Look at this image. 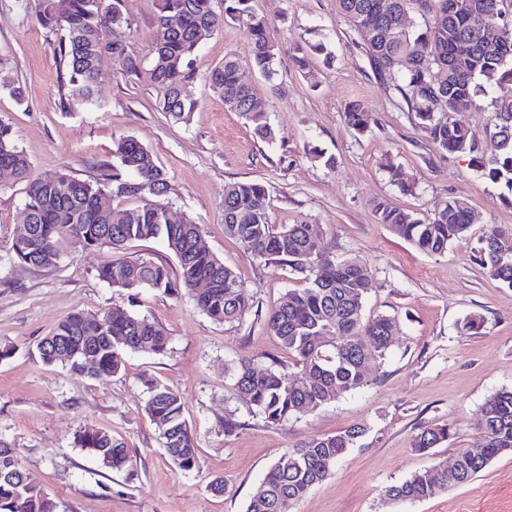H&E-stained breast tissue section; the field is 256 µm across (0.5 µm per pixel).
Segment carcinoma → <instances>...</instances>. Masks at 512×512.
I'll use <instances>...</instances> for the list:
<instances>
[{
    "label": "carcinoma",
    "instance_id": "1",
    "mask_svg": "<svg viewBox=\"0 0 512 512\" xmlns=\"http://www.w3.org/2000/svg\"><path fill=\"white\" fill-rule=\"evenodd\" d=\"M214 0H157L155 36L149 48L150 79L160 92L159 108L177 123H186L196 101L181 94L197 79L193 61L201 37L215 28ZM469 6L448 11V0H339L343 14L364 37L370 64L381 80L396 90L418 126L441 150L465 154L483 177L500 185L512 197V0H467ZM224 11L240 22L249 44V61L233 54L206 76L210 88L224 98L227 110L237 113L253 133L271 142L275 132L267 112L260 108L252 78L277 75V45L271 22L252 6V0H224ZM35 18L47 32L59 35L60 105L100 106L104 75L98 57L112 56L118 73L137 78L142 60L126 45L112 42V31L130 28L123 0H34ZM409 24L395 26L400 17ZM423 44L413 53L411 40ZM320 43L297 46L294 62L306 69L308 57L321 53ZM0 89L21 103L25 87L13 74L10 62L0 58ZM444 98L447 111L432 110L433 100ZM490 99L494 118L479 134L452 118L460 105ZM346 124L358 133L367 131L372 113L360 102L344 111ZM116 166L95 180H81L65 170L36 174L27 155L15 143L9 125L0 121V187L25 184V223L32 237L10 254L13 261L39 268L57 266L71 249L107 246L121 250L137 241L161 238L173 252L178 272L150 258H117L98 271L100 279L119 291L137 295L144 290L178 295L194 291L200 280L209 288L194 296L196 307L217 323L240 321L250 312V297L237 273L210 251L197 247L201 225L188 221L170 224L165 197L171 186L153 152L133 136L115 142ZM158 184L155 194H139L135 185ZM106 191L130 197L138 204L112 212L98 209ZM378 223L390 227L417 250L438 255L469 232L474 217L466 198L454 196L429 219H421L385 201L374 203ZM224 234L239 242L254 258L287 266L304 275L305 287L288 293V302L264 317L268 331L279 340L298 371L287 373L278 365L258 368L239 359L230 377L253 412L270 423L299 419L346 393L370 384L366 368L382 362L390 347L395 319L365 314L364 302L371 271L357 257L338 260L320 255L322 230L317 224H273L269 194L259 181L230 183L224 188ZM512 240V227H495L477 250L478 262L494 280L512 287V253H500L501 241ZM370 338L369 343L361 337ZM169 345L163 328L146 316L116 305L97 320L73 313L61 320L36 345L46 364L61 363L75 373L100 376L119 371L120 350L161 354ZM93 350V364L86 362ZM145 412L155 425L169 458L182 471L200 465L198 448L183 415L181 395L150 382ZM482 445L456 453L455 470L436 461L428 469L384 491L395 502L430 499L471 481L491 462L512 454V389L489 396L480 412ZM366 435L353 426L334 435L305 440L288 449L271 466L262 491L246 512H291L295 502L330 476L337 462ZM450 428L432 424L419 428L414 448L427 453L451 439ZM77 445L100 463L121 471L132 463L130 450L112 434L90 427L77 431ZM0 512H56L44 491L24 478V470L0 442Z\"/></svg>",
    "mask_w": 512,
    "mask_h": 512
}]
</instances>
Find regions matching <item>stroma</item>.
Here are the masks:
<instances>
[{
    "label": "stroma",
    "instance_id": "stroma-1",
    "mask_svg": "<svg viewBox=\"0 0 512 512\" xmlns=\"http://www.w3.org/2000/svg\"><path fill=\"white\" fill-rule=\"evenodd\" d=\"M272 23L278 45L274 79L257 75L254 92L277 137H256L204 81L233 52L247 60L242 26L224 16L195 57L199 74L186 88L197 109L175 124L156 107L149 75L128 82L104 59L102 108L59 107V58L53 37L33 9L0 0V57L9 59L26 87L24 102L0 90V119L8 122L35 172L68 169L80 179L99 177L119 138H138L167 172L169 208L179 220L200 224L205 247L232 268L262 311L303 287L287 267L250 257L224 234V187L259 180L269 191L275 224L306 221L323 227L322 247L335 258L359 257L370 267L368 314L395 316L393 344L371 366L369 386L318 411L280 424L250 411L225 367L242 356L258 364L288 354L262 320L218 324L197 310L188 294L145 292L129 299L98 277L115 259L103 247L65 256L56 267L6 260L24 224V187L0 189V439L30 480L47 492L57 512H246L277 458L304 439L355 425L367 428L360 446L341 458L332 475L314 486L292 512H512V454L495 460L465 485L424 501L392 503L386 486L401 483L436 460H452L481 442L477 420L485 400L512 388V288L491 279L474 259L479 240L496 226H512V204L498 185L481 177L468 157L440 151L418 127L400 96L372 71L360 35L338 0H254ZM131 21L126 45L146 57L154 34L155 0H125ZM320 42L325 53L295 66L298 43ZM363 103L374 121L359 134L347 126L349 102ZM333 154L335 168L315 161L311 148ZM400 167L414 185L402 192L391 180ZM468 198L475 220L468 236L428 256L380 224L373 203L383 200L432 217L448 197ZM158 322L166 352L122 351L119 373L89 377L63 364H46L35 347L74 312L100 317L114 305ZM485 319L481 334L460 329L469 315ZM178 392L195 436L198 470L176 468L144 412L145 380ZM240 424L225 435L224 419ZM448 425L453 437L430 452L413 446L419 426ZM108 431L133 455L117 473L79 448L80 427ZM224 481L222 494L210 489Z\"/></svg>",
    "mask_w": 512,
    "mask_h": 512
}]
</instances>
